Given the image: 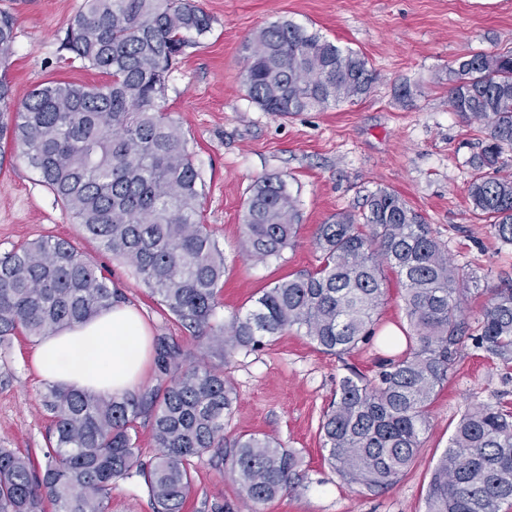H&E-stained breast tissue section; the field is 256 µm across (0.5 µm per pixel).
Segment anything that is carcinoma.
Listing matches in <instances>:
<instances>
[{
    "instance_id": "1",
    "label": "carcinoma",
    "mask_w": 512,
    "mask_h": 512,
    "mask_svg": "<svg viewBox=\"0 0 512 512\" xmlns=\"http://www.w3.org/2000/svg\"><path fill=\"white\" fill-rule=\"evenodd\" d=\"M211 19L197 0H84L64 48L106 80L50 81L21 106L7 75L14 20L0 11V167L14 146L86 234L129 266L151 296L227 359L294 330L341 356L371 341L387 294L385 270L403 288L406 346L376 376L343 377L319 425L324 459L344 484L382 492L414 464L429 411L448 383L468 326L461 307L470 276L448 258L425 218L381 189L358 213L317 226L313 272L263 290L256 306L215 321L224 287V250L200 222L199 173L181 126L161 111L166 77ZM244 87L275 116L324 111L365 98L376 80L359 52L306 27L273 22L244 45ZM448 107L486 130L474 156L468 197L477 219L512 244V179L499 176L512 150V50L478 52L448 67ZM297 198L278 175L251 187L241 249L265 263L298 232ZM475 343L512 364V282L489 289ZM125 302L111 273L70 241L45 237L0 253V341H38ZM160 384L123 397L46 384L52 420L43 461L0 448V512H107L117 481L138 475L154 512H182L191 463L209 454L250 512L293 489L299 453L274 438L224 434L236 392L223 367L185 366L183 348L156 338ZM150 424L157 456L144 462L139 421ZM512 503V413L467 407L428 483L426 512H501Z\"/></svg>"
}]
</instances>
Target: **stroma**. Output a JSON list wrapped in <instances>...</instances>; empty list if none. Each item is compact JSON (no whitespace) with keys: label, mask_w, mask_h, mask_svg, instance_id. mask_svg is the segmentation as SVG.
Listing matches in <instances>:
<instances>
[{"label":"stroma","mask_w":512,"mask_h":512,"mask_svg":"<svg viewBox=\"0 0 512 512\" xmlns=\"http://www.w3.org/2000/svg\"><path fill=\"white\" fill-rule=\"evenodd\" d=\"M212 27L172 68L164 112L187 139L202 186L201 221L224 250V288L218 322L247 312L263 289L291 274L314 271V232L339 212H360L380 189L399 193L420 212L449 259L472 272L476 288L462 307L476 324L488 288L512 280V245L475 219L468 200L470 158L486 137L448 108V68L477 52L512 49V0H198ZM83 0H0L15 17L9 76L16 101L52 81L98 84V70L72 60L66 30ZM291 21L361 53L377 79L363 101L325 111L279 117L262 111L243 87L244 45L260 28ZM412 95L400 99V86ZM279 175L298 200L299 231L279 259L249 260L240 251L250 186ZM69 239L112 272L151 336H168L189 353L188 364L213 362L205 339L194 337L121 261L97 243L22 160L0 168V252L32 240ZM378 336L351 353H323L293 331L247 354L237 352L224 375L237 393L227 435L255 433L280 440L301 456L296 490L263 512H425L431 471L453 426L474 403L512 408V375L465 339L448 384L430 408V430L413 467L390 489L374 494L345 485L324 460L319 419L339 380L350 370L374 376L393 355L382 334L408 328L403 290L388 275ZM37 346L22 336L0 347V448L40 454L51 419L41 407L46 381L34 367ZM184 512H247L223 465L197 460ZM107 512H153L141 478L118 481Z\"/></svg>","instance_id":"obj_1"}]
</instances>
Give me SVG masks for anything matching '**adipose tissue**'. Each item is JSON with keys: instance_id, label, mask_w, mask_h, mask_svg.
Masks as SVG:
<instances>
[{"instance_id": "ef3b65f1", "label": "adipose tissue", "mask_w": 512, "mask_h": 512, "mask_svg": "<svg viewBox=\"0 0 512 512\" xmlns=\"http://www.w3.org/2000/svg\"><path fill=\"white\" fill-rule=\"evenodd\" d=\"M148 328L120 305L93 321L43 339L35 367L44 379L120 397L134 391L149 361Z\"/></svg>"}]
</instances>
